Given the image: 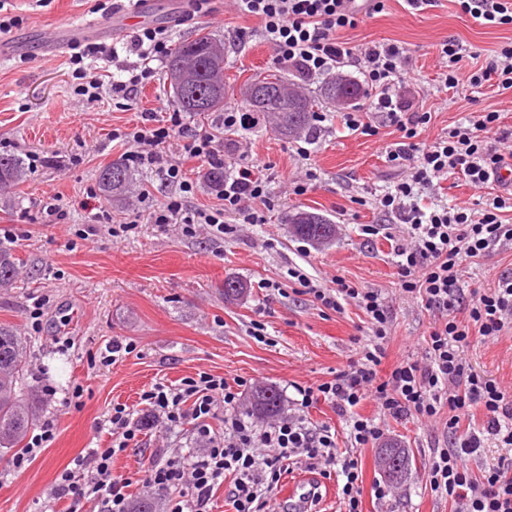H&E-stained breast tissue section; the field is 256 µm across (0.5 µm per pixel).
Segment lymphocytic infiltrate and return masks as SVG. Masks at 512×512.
Here are the masks:
<instances>
[{"label":"lymphocytic infiltrate","instance_id":"f902f5d3","mask_svg":"<svg viewBox=\"0 0 512 512\" xmlns=\"http://www.w3.org/2000/svg\"><path fill=\"white\" fill-rule=\"evenodd\" d=\"M233 2L238 14L259 20L260 34L271 47L275 64L294 68L308 80L347 65L363 76L371 100L367 108L343 113V124L349 131L372 136L377 126L371 119L378 116L381 125L398 132L386 159L410 175L378 196L376 203L408 229L393 248L401 290L426 309L442 312L443 318L429 332L421 358L400 359L384 372L380 366L391 341V315L381 292L342 278L325 287L299 270H290L300 293L313 296L322 307L336 312L348 304L358 307L365 316L366 343L358 346L332 379L298 387L297 412L261 429L237 412L243 392L224 377L201 372L174 385L154 383L140 396L152 425L172 430L192 422L198 448L192 454L170 450L159 461L150 462L141 471V486L162 496L164 512H211L215 490L230 477L235 512H275L273 489L283 472L300 465L325 477L335 476L345 512H363L358 449L382 439L386 419L441 417L455 440L453 447L434 452L426 474L431 492L449 501L450 512H512V389L476 372L466 357L471 334L487 342L512 330V273L501 274L493 288L474 293L468 301L459 286L465 262L512 245V225L502 220L503 213L512 210V194L492 196L478 215L464 204L425 210L417 201L421 189L451 173L478 188L492 185L498 170L512 158V129L501 126L499 112H481L431 144L419 142L432 114L408 111L400 101L399 89L408 75L407 51L393 42L349 46L341 32L357 25L359 10L353 0ZM459 2L462 12L479 26L512 27V0ZM131 46L137 62L126 66V79L111 85L113 99L126 102L154 78L151 63L169 54L170 36L162 28H144ZM464 53L463 44L455 39L437 45L443 88H456L463 81L480 88L492 81L499 92H512V43L489 51L463 80L459 71ZM175 135L183 141L185 157L222 165L216 131L191 129L177 111L162 116L146 112L136 126L112 132L113 139L128 145V161L147 170L166 167L168 177L179 186L180 196L153 211V223L206 224L220 235L233 231L224 222L228 214L237 215L244 224L265 223L274 202L254 161L225 176L218 193L221 208L185 212L182 198L193 193L194 186L179 166L164 165L159 152L160 145ZM464 303L471 320L467 327L448 316ZM367 399L375 402L378 418L357 414V407ZM317 402L345 418L348 447H340L331 427H317L307 420L306 409ZM219 407L224 410V430L217 433L208 421ZM101 425L112 436L110 446L89 448L75 457L58 475L52 495L70 499L73 512H81L90 502L102 505L106 512H130L126 494L130 480L113 472L112 460L136 441L139 427L129 407L121 404L113 406ZM488 440L505 454L496 465L474 474L467 460Z\"/></svg>","mask_w":512,"mask_h":512}]
</instances>
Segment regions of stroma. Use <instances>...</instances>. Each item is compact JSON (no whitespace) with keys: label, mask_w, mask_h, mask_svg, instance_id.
Returning <instances> with one entry per match:
<instances>
[{"label":"stroma","mask_w":512,"mask_h":512,"mask_svg":"<svg viewBox=\"0 0 512 512\" xmlns=\"http://www.w3.org/2000/svg\"><path fill=\"white\" fill-rule=\"evenodd\" d=\"M10 3L19 21L0 36L12 49L9 58L0 59V153L19 156L27 176L0 191V234H14L12 246L19 259L16 283L0 288V323L27 339L28 381L54 387L55 397L39 396L36 411L54 418L57 437L19 475L8 467L12 452L0 453V512H39L56 476L74 457L110 444L109 432H96L95 427L118 403L135 409L143 426L138 446L115 456L112 469L131 478L129 499L139 497L142 487L136 478L143 466L160 460L166 449L194 445L191 426L165 436L145 423L137 406L141 392L153 383L176 384L200 372L229 380L253 378L258 385L277 386L288 409L296 386L328 380L344 368L355 352V337L362 334V311L349 305L338 313L293 292L291 268L325 286L342 277L378 290L392 315L389 360L420 351L441 315L400 290L390 241L362 232L366 224L399 225L394 215L374 205L376 195L404 176L386 160L396 140L389 128L379 127L374 136L355 134L331 109L303 156L299 139L282 137L267 120H260L245 137L253 157L266 165L264 176L275 207L267 224L246 226L228 237L213 236L203 224L188 232L179 224L152 223L151 212L179 191L161 169L136 171L127 200L109 206L107 217L94 225L85 207L87 194L98 186L99 169L128 150L113 140L112 131L136 124L141 112L171 109L166 66L156 63L154 80L131 105L123 106L115 104L110 91L115 67L94 63L88 75L100 79L104 89L101 100L87 101L73 92L76 81L68 53L50 54L46 48L64 24L111 25L112 0ZM209 8L208 14H195L188 0H154L153 24L166 28L175 42L202 28L221 39L224 79L234 97L247 79L272 67V50L260 35L258 21L242 18L228 0H211ZM344 37L353 46L385 41L407 49L409 79L400 99L411 110L432 114L421 142L431 143L473 112H499L503 126L512 128V94L464 84L449 94L438 91L434 81L438 42L452 37L482 55L512 40V29L474 24L455 0H435L422 12L410 9L406 0H384L382 12L362 17ZM161 152L167 162L182 163L187 177L197 183L185 199L186 209L218 206L216 191L202 181L206 163L183 160L181 139L167 140ZM309 167L316 169L317 181L304 194H294L286 175ZM48 194L63 199L67 217L60 223H47L39 212L37 204ZM487 197L486 190L452 175L425 190L421 203L475 205ZM295 207L335 224L332 242L316 248L292 237L281 216ZM116 222L129 223V231L113 236ZM505 272H512V250H496L467 265L461 285L468 293L483 292ZM230 277L247 285L246 295L236 301L224 298V281ZM268 281L280 283V291L265 289ZM38 302L43 315L34 334L27 312ZM257 321L265 329L262 342L251 334ZM115 339L135 342L136 351L117 364L100 363L101 351ZM468 360L477 372L512 384V332L471 347ZM79 384L84 392L78 405H66ZM383 441L407 449L411 465L396 482V497L379 500L373 493L381 478L379 450L359 449L364 512H449L447 500L425 486L434 448L447 441L444 422L393 420Z\"/></svg>","instance_id":"stroma-1"}]
</instances>
